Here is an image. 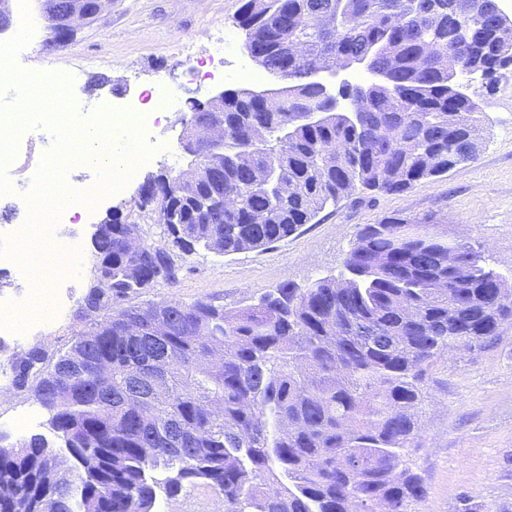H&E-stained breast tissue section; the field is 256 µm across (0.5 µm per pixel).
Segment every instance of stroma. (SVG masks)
I'll use <instances>...</instances> for the list:
<instances>
[{
	"instance_id": "1",
	"label": "stroma",
	"mask_w": 512,
	"mask_h": 512,
	"mask_svg": "<svg viewBox=\"0 0 512 512\" xmlns=\"http://www.w3.org/2000/svg\"><path fill=\"white\" fill-rule=\"evenodd\" d=\"M240 5L241 0H105L73 41L52 51L37 41L17 64L25 70L77 71L70 92L86 101L134 100L160 79L179 88L182 99L202 98L212 82H187V71L205 56L211 40L227 31L235 36L236 53L224 60L223 84L243 85L233 75L251 62L238 23ZM472 97L486 115L475 161L401 193L341 201L264 249L220 254L196 248L179 256L178 282L159 284L147 300L210 298L230 306L256 301L286 280L306 287L338 275L360 228L389 215L436 224L449 238L479 245L488 267L512 272V69L498 74L494 84L474 83ZM180 119V113L169 114L156 132L167 153L140 164L122 193L102 198L88 219L74 225L79 255L70 273L67 314L43 335L4 338L0 344L8 352L39 343L53 353L70 345L78 328L72 312L95 274L92 240L98 225L111 211L128 213L148 175L190 170L178 141ZM425 387L421 437L409 454L428 487L418 512H459L464 494L477 512L488 505L493 512H512V326L491 349L440 360ZM48 420L31 393L10 391L0 373L1 434L13 441L46 435Z\"/></svg>"
}]
</instances>
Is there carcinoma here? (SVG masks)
Instances as JSON below:
<instances>
[{
	"instance_id": "cac0c4a2",
	"label": "carcinoma",
	"mask_w": 512,
	"mask_h": 512,
	"mask_svg": "<svg viewBox=\"0 0 512 512\" xmlns=\"http://www.w3.org/2000/svg\"><path fill=\"white\" fill-rule=\"evenodd\" d=\"M242 0L239 23L272 72L340 66L374 44L392 81L354 119L318 125L308 86L273 106L230 95L204 115L224 133V181L155 185L160 241L115 215L94 238L96 272L77 302L83 329L50 354L8 359L11 387L50 413L56 439L0 444V512H154L159 492L204 488L224 512H417L424 479L406 463L421 430L424 380L442 357L489 349L512 321V281L434 224H366L339 276L284 281L248 305L135 299L177 282L181 239L229 254L266 247L359 189L396 194L476 159L485 115L451 81L512 67V18L489 0ZM327 15L333 25L319 26ZM306 53L288 55V39ZM138 232L145 257L129 251ZM455 261L448 262V253ZM91 356L106 377L59 384ZM170 362L157 395L130 373ZM72 465L61 467L62 459Z\"/></svg>"
}]
</instances>
